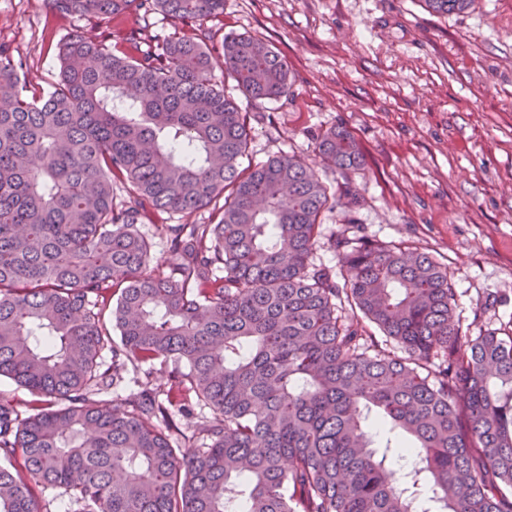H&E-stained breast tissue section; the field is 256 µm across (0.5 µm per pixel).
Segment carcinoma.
Segmentation results:
<instances>
[{
  "label": "carcinoma",
  "instance_id": "obj_1",
  "mask_svg": "<svg viewBox=\"0 0 512 512\" xmlns=\"http://www.w3.org/2000/svg\"><path fill=\"white\" fill-rule=\"evenodd\" d=\"M45 2L105 29L57 43L46 94L0 49V377L31 395L24 414L0 395V512H44L48 489L71 512H512V328L463 340L448 269L416 248L340 234L339 272L316 264L310 164L240 168L246 113L216 70L256 109L288 96L286 59L250 34L216 47L224 0ZM155 13L198 28L152 50ZM316 148L352 210L360 143L334 127ZM221 197L215 224L161 225L169 272L151 270L138 225Z\"/></svg>",
  "mask_w": 512,
  "mask_h": 512
}]
</instances>
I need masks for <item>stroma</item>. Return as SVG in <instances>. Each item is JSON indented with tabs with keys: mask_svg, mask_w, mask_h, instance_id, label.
I'll return each instance as SVG.
<instances>
[{
	"mask_svg": "<svg viewBox=\"0 0 512 512\" xmlns=\"http://www.w3.org/2000/svg\"><path fill=\"white\" fill-rule=\"evenodd\" d=\"M208 26L263 37L288 62V97L247 115L249 163L295 154L332 188L317 135L344 128L363 147L361 203L323 213L315 263L337 268L328 238L345 230L415 246L447 266L462 335L512 323V0L448 15L424 0H224ZM77 27L100 34L92 18L0 0V44L28 89L51 91L56 44Z\"/></svg>",
	"mask_w": 512,
	"mask_h": 512,
	"instance_id": "obj_1",
	"label": "stroma"
}]
</instances>
